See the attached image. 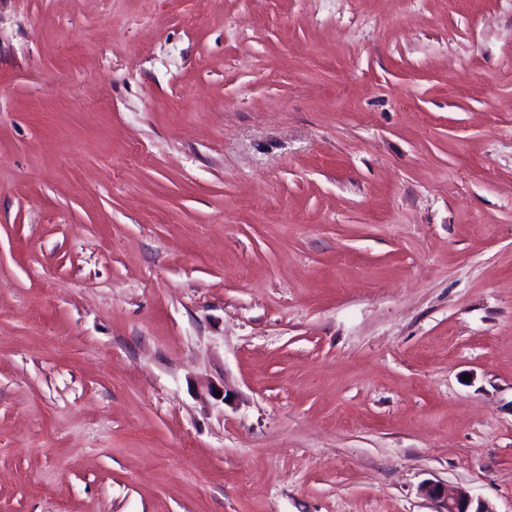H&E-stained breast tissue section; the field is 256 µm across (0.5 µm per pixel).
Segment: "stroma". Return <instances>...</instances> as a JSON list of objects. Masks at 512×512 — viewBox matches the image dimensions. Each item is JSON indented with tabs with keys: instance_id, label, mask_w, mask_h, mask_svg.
<instances>
[{
	"instance_id": "obj_1",
	"label": "stroma",
	"mask_w": 512,
	"mask_h": 512,
	"mask_svg": "<svg viewBox=\"0 0 512 512\" xmlns=\"http://www.w3.org/2000/svg\"><path fill=\"white\" fill-rule=\"evenodd\" d=\"M437 481L512 512V0H0V512Z\"/></svg>"
}]
</instances>
